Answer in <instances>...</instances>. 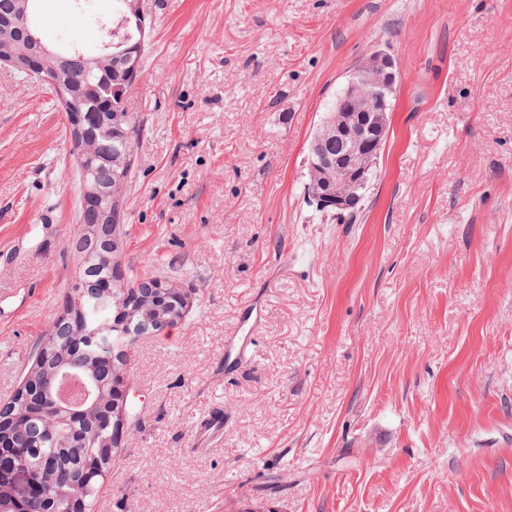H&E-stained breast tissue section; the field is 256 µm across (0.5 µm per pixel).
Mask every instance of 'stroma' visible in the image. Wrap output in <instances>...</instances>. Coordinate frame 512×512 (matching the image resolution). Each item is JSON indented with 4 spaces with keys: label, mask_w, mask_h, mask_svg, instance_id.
<instances>
[{
    "label": "stroma",
    "mask_w": 512,
    "mask_h": 512,
    "mask_svg": "<svg viewBox=\"0 0 512 512\" xmlns=\"http://www.w3.org/2000/svg\"><path fill=\"white\" fill-rule=\"evenodd\" d=\"M142 5L123 262L192 306L132 346L98 512H512V0ZM39 9L47 46L101 36L74 0ZM377 50L394 110L346 224L308 206L307 149ZM79 199L64 112L0 65V401L75 287ZM114 394L116 401L113 406L116 446L120 447L122 438L133 427L134 420L126 411V404L131 398L138 396L136 387L128 368V354L113 371Z\"/></svg>",
    "instance_id": "obj_1"
}]
</instances>
